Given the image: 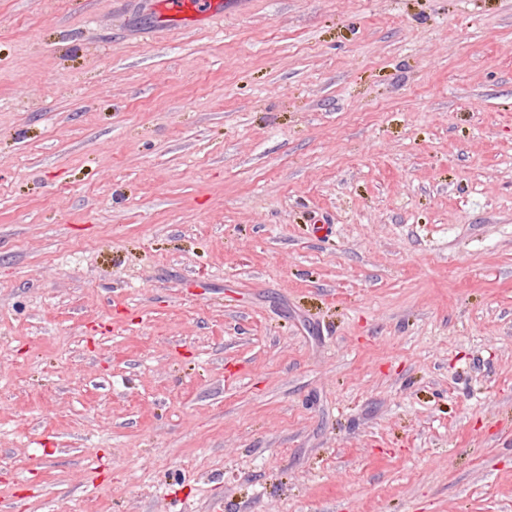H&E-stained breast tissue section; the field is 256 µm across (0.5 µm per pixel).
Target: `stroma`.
Masks as SVG:
<instances>
[{
    "label": "stroma",
    "mask_w": 512,
    "mask_h": 512,
    "mask_svg": "<svg viewBox=\"0 0 512 512\" xmlns=\"http://www.w3.org/2000/svg\"><path fill=\"white\" fill-rule=\"evenodd\" d=\"M0 0V512H512V0Z\"/></svg>",
    "instance_id": "stroma-1"
}]
</instances>
